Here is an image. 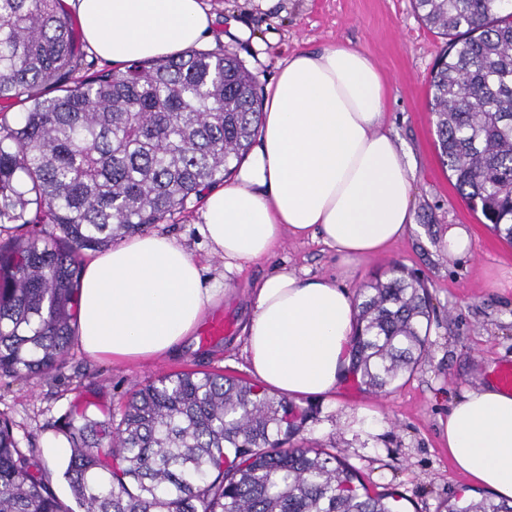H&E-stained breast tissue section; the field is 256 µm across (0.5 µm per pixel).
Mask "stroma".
Listing matches in <instances>:
<instances>
[{"instance_id": "stroma-1", "label": "stroma", "mask_w": 512, "mask_h": 512, "mask_svg": "<svg viewBox=\"0 0 512 512\" xmlns=\"http://www.w3.org/2000/svg\"><path fill=\"white\" fill-rule=\"evenodd\" d=\"M216 14L207 49L237 54L266 89L293 53L331 44L362 49L386 84L388 129L404 144L413 169L411 199L415 225L379 256L356 265L342 278L334 249L321 239L289 238L270 256L230 275V288L207 317L220 316L229 329L211 342L193 338L161 361L113 364L73 352L49 378H0V412L18 425L19 435L36 443L53 437L50 424L87 389L102 387L104 402L119 404L134 383L182 370H210L251 380L244 354L243 325L252 308L251 286L280 267L303 277L341 278L349 293L386 281L393 267L424 278L433 319L428 355L417 370L388 391L369 393L352 378L336 391L300 399L309 409L304 438L336 448L360 475L370 493L400 494L402 512H442L460 491L481 497L448 456L445 426L456 400L494 382L498 369L512 364V288L496 280L512 274V245L483 224L457 194L436 142V116L429 105V80L444 47L440 35L415 15L411 0H206ZM247 27L246 39L224 40L228 20ZM202 203L189 200L180 213L155 229L183 242L203 266L211 259L200 233ZM451 226L466 229L471 255L443 256L437 242Z\"/></svg>"}]
</instances>
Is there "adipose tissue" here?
<instances>
[{"mask_svg":"<svg viewBox=\"0 0 512 512\" xmlns=\"http://www.w3.org/2000/svg\"><path fill=\"white\" fill-rule=\"evenodd\" d=\"M89 47L122 65L176 55L208 38L204 0H67ZM384 124V85L364 51L343 44L291 55L266 89L258 142L234 179L207 195L200 232L223 277L175 238L141 234L83 265L76 343L97 360L158 359L221 304L225 277L285 236L321 237L346 267L384 252L415 223L411 168ZM244 327L251 373L301 399L348 376L355 304L328 277L282 269L253 292ZM448 454L472 482L512 501V394L484 386L451 407Z\"/></svg>","mask_w":512,"mask_h":512,"instance_id":"obj_1","label":"adipose tissue"}]
</instances>
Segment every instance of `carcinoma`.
Wrapping results in <instances>:
<instances>
[{
    "instance_id": "obj_1",
    "label": "carcinoma",
    "mask_w": 512,
    "mask_h": 512,
    "mask_svg": "<svg viewBox=\"0 0 512 512\" xmlns=\"http://www.w3.org/2000/svg\"><path fill=\"white\" fill-rule=\"evenodd\" d=\"M448 38L429 81L442 163L512 244V3L413 0ZM84 54L63 0H0V378H47L70 355L87 252L146 231L224 182L258 132L255 76L191 49L73 78ZM350 373L385 391L422 361L426 285L396 267L359 289ZM74 406L55 493L33 442L0 413V512H396L334 448L299 438L307 410L206 370L135 383L119 413ZM444 512H512L463 496Z\"/></svg>"
}]
</instances>
